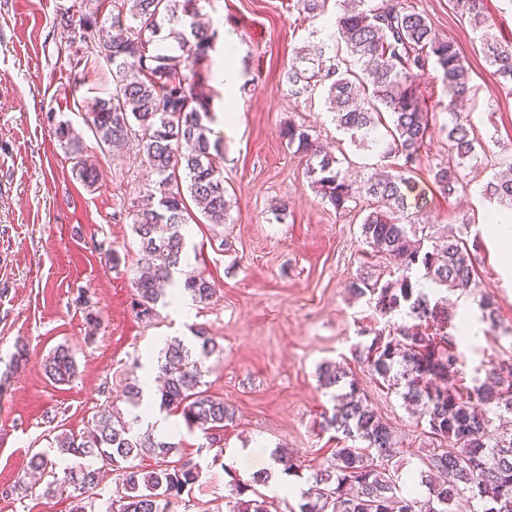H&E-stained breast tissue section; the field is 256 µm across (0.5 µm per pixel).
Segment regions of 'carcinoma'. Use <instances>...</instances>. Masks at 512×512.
Wrapping results in <instances>:
<instances>
[{
	"label": "carcinoma",
	"instance_id": "obj_1",
	"mask_svg": "<svg viewBox=\"0 0 512 512\" xmlns=\"http://www.w3.org/2000/svg\"><path fill=\"white\" fill-rule=\"evenodd\" d=\"M196 0H77V8L61 13L62 28L92 44L97 56L112 71V93L97 99L89 128L100 147L123 150L130 137L158 176L157 202L133 211V229L148 257V271L133 281L134 308L144 317L155 315L156 305L175 285L174 270L185 260L186 199H191L209 223H226L230 202L224 177L216 162L221 143L210 142L215 115L212 99L201 90L209 71V52L218 30L195 21ZM330 0H296L312 18L328 9ZM453 7L480 33L481 53L499 83L512 86V41L491 33L496 24L484 0H452ZM112 16V27L101 24L100 14ZM334 55L325 47L299 49L284 79L293 95L324 88L325 103L337 129L352 144L377 152L384 159L403 157V163L375 173L360 183L348 181L337 168L335 156L318 149L309 130L290 124L282 130L288 146L305 157L307 178L321 198L337 211H346L362 197L371 202L360 224L361 236L371 251L393 258L401 274L385 282L377 278L349 285L350 293L369 297L374 312L385 319L371 328L370 344L355 354L389 389H403L404 401L419 408L437 445L422 460L420 500L403 491L398 457L402 445L396 434L365 402L358 379L347 368L326 361L319 367L321 385L344 392L333 396L332 414L323 427L342 435L327 465L315 470L313 486L301 492L298 510L289 512H452L450 506L465 497L471 512H512V431L494 427V419L512 413V381L501 368L484 370V378L469 387L460 382L459 353L448 326V308L430 301L426 287L413 278L416 269L433 286L470 292L475 269L466 244L455 238L429 246L414 239L410 192L413 166L430 135L431 117L420 100L416 79L433 69L448 91V157L437 163L433 178L444 194L468 189L465 162L478 159L473 128L462 123L457 105L468 99L470 75L454 41L437 32L411 0H348L336 14ZM384 127L386 134L378 132ZM54 135L70 150L74 169L89 185L97 169L82 156L83 141L72 125L58 121ZM186 189H180L179 180ZM484 195L512 208V178L496 175ZM181 290L198 303L209 301L214 285L201 275L188 274ZM405 313L409 326L388 320ZM194 346L180 338L167 343L157 364L161 385L159 407L181 415L188 429L203 431L208 444L221 441L224 422L234 418L224 399L204 389L205 361L223 350L205 332L195 334ZM43 370L55 384L76 376V363L66 346L55 348ZM138 417L114 416L112 405L102 408L93 426L75 435L53 436L56 451L76 464L53 474L55 462L47 451L30 456L32 474L52 475L44 495L70 492L74 512H87L88 493L100 484L101 469L87 465L91 458L115 472L116 495L107 512H170L202 477V466L192 457L169 462L176 446L153 432L135 429ZM154 457L160 467L146 470L136 460ZM236 479L224 497L225 512H267L253 484Z\"/></svg>",
	"mask_w": 512,
	"mask_h": 512
}]
</instances>
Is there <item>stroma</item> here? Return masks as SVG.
I'll list each match as a JSON object with an SVG mask.
<instances>
[{"mask_svg":"<svg viewBox=\"0 0 512 512\" xmlns=\"http://www.w3.org/2000/svg\"><path fill=\"white\" fill-rule=\"evenodd\" d=\"M73 0H0V512H72L63 493L45 496L34 485L24 498L3 496L24 476L33 452L48 448L57 426L79 434L97 412L112 405L125 418L133 409L123 390L156 364L167 339H192L203 329L224 349L205 363L210 394L235 411L225 423L219 449L209 448L200 430L171 416V442L205 469L175 512H223L231 477L258 479L257 489L276 512L297 506L298 489L336 446V434L320 427L331 408V390L321 386L322 361L344 362L362 384L369 404L403 442L401 470L406 489L424 496L414 479L430 440L425 424L387 392L353 356L361 329L377 316L367 298L350 294L352 281L367 275L397 277L396 265L369 255L360 217L341 213L322 200L305 174V160L281 137L295 123L308 127L351 177L382 170L384 163L355 147L337 130L322 94L313 100L289 94L283 77L297 48L333 34L331 16L308 17L294 0H199L201 21L219 32L211 53L213 69L229 67L234 82L212 87L224 185L230 200L226 224L217 227L190 207L186 225L188 268L203 275L216 293L195 306L186 320L174 317L171 301L156 316L137 315L132 282L142 253L132 212L155 191L157 177L137 147L117 154L100 150L86 118L94 101L112 91V76L99 62L85 63L56 18ZM465 59L472 93L461 117L482 145L469 169L466 194L441 195L429 172L448 155V94L440 80H418L432 121L414 175L416 216L425 235H452L467 242L476 259L478 292L493 296L499 329L481 322L476 295L451 292L448 312H468L471 338L453 337L463 355L462 375L501 364L512 354V265L500 260V245L486 218L496 204L481 190L492 167L512 158V91L502 88L485 63L475 33L450 0H414ZM235 53L225 56V45ZM236 114L223 121L225 107ZM83 133V154L100 171L94 185L77 178L73 161L54 138L56 121ZM285 212H277L279 202ZM117 263L104 258L106 250ZM26 343L25 362L11 366L17 343ZM68 345L77 376L52 383L43 362L57 345ZM302 466L287 477L276 454Z\"/></svg>","mask_w":512,"mask_h":512,"instance_id":"35a3bbf8","label":"stroma"}]
</instances>
